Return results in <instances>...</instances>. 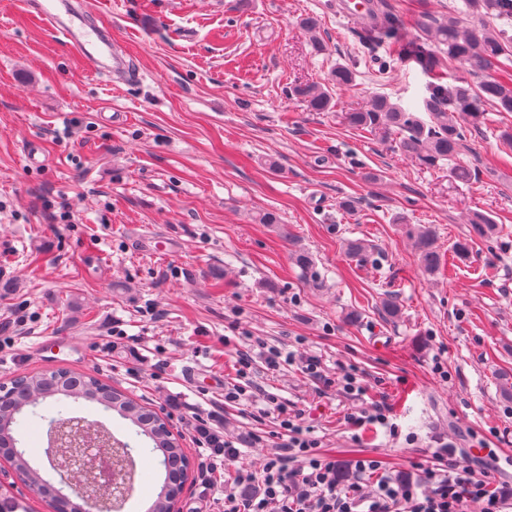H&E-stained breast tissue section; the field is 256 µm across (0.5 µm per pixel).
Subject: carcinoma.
<instances>
[{"label":"carcinoma","instance_id":"obj_1","mask_svg":"<svg viewBox=\"0 0 512 512\" xmlns=\"http://www.w3.org/2000/svg\"><path fill=\"white\" fill-rule=\"evenodd\" d=\"M464 7L477 15L512 17V0H464ZM367 11L369 21L365 30L368 33L376 27H392L399 21V16L385 11L379 0H371ZM415 24L420 32L419 39L399 47L398 56L413 59L427 71L442 68L450 60L464 64L474 72L496 69L499 75L482 82L476 91L466 83L432 85L424 100L428 114L426 121L382 95L374 97L363 111L344 113L343 121L384 139L392 134L400 136L399 146L404 153L421 165L436 168L465 148L466 126L476 127L483 123L485 104L493 105L498 112H512V72L506 67V61L512 57V38L485 24L465 26L455 14L439 17L426 8L419 11ZM290 95L303 99L313 112H326L331 108L330 91L318 85L296 86L290 90ZM469 224V235L452 247L454 256L461 262L469 258L473 240L489 238L495 231L491 218L482 214H473ZM407 233L415 239L425 271L432 273L444 265V255L436 246V236L431 228L411 226ZM57 395H72L105 408L112 407L120 417L137 427V434L151 441L150 452L161 453L163 460L171 464L166 478L172 487H182L186 474L184 465L177 461L185 459L186 453L179 438L164 427V422L149 407L92 375H80L67 369L44 370L1 385L3 437L12 435V420L18 407L38 404ZM11 462L28 485L38 487L42 496L57 501L55 488L42 482L28 468L25 453H19Z\"/></svg>","mask_w":512,"mask_h":512}]
</instances>
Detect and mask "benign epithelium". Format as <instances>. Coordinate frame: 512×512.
<instances>
[{
	"instance_id": "benign-epithelium-1",
	"label": "benign epithelium",
	"mask_w": 512,
	"mask_h": 512,
	"mask_svg": "<svg viewBox=\"0 0 512 512\" xmlns=\"http://www.w3.org/2000/svg\"><path fill=\"white\" fill-rule=\"evenodd\" d=\"M101 439L102 434L88 430L79 417L55 419L48 429L46 455L50 466L61 474L79 471L86 475L88 482L73 487V491L90 512L99 509L103 488L109 489V500L119 512L133 491L134 461L129 451L120 460L101 453Z\"/></svg>"
}]
</instances>
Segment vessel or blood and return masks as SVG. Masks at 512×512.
<instances>
[{"mask_svg":"<svg viewBox=\"0 0 512 512\" xmlns=\"http://www.w3.org/2000/svg\"><path fill=\"white\" fill-rule=\"evenodd\" d=\"M24 7L77 53L89 73L133 78L131 64L116 53L110 31L83 11L80 0H25Z\"/></svg>","mask_w":512,"mask_h":512,"instance_id":"obj_1","label":"vessel or blood"}]
</instances>
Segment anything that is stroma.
Masks as SVG:
<instances>
[{
    "label": "stroma",
    "mask_w": 512,
    "mask_h": 512,
    "mask_svg": "<svg viewBox=\"0 0 512 512\" xmlns=\"http://www.w3.org/2000/svg\"><path fill=\"white\" fill-rule=\"evenodd\" d=\"M130 55L136 80L111 84L22 0H0V382L65 367L93 374L146 404L182 438L190 471L176 512H224L230 476L200 483L201 454L187 413L217 415L240 464L274 457V403L285 404L345 480L360 456L404 479H425L426 449L447 443L475 457L512 494V150L500 138L512 113L487 108L459 158L474 175L451 182L423 169L396 138L348 127L343 113L385 95L416 114L432 83L413 61L379 66L397 43L364 42L363 18L336 0H83ZM319 20L315 52L302 18ZM353 73L332 107L312 112L288 89L329 85ZM72 223L59 219L62 207ZM295 238H282L264 213ZM481 213L496 235L467 262L426 274L407 225L436 231L441 253ZM373 246L368 263L346 242ZM315 259L312 272L296 249ZM396 296L398 317L383 306ZM356 320H347L350 311ZM121 329L114 338L113 329ZM316 357L325 382L281 362L269 371L260 345ZM249 352L253 395L224 400L239 352ZM445 371L437 373L435 362ZM363 375L364 396H346L345 371ZM383 400L399 436L347 424V413ZM105 425L129 442L135 490L123 512H147L165 469L148 438L96 403L49 399L24 410L18 448L55 488L45 455L58 408ZM414 444H407V437Z\"/></svg>",
    "instance_id": "obj_1"
}]
</instances>
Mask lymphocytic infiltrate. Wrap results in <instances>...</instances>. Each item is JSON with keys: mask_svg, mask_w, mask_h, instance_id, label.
Segmentation results:
<instances>
[{"mask_svg": "<svg viewBox=\"0 0 512 512\" xmlns=\"http://www.w3.org/2000/svg\"><path fill=\"white\" fill-rule=\"evenodd\" d=\"M277 417L286 455L272 459L259 474L238 466L240 452L225 440L219 426L199 417L191 422L195 441L204 451L202 476L231 467L236 483L259 487L255 495L226 494L224 512H466L471 500L483 501V512H512V502L499 495L488 472H476L446 445L431 451L425 485L392 477L381 460L370 457L357 459L355 468L376 474L371 491L357 483L341 484L335 459L317 453L316 441L285 407H278Z\"/></svg>", "mask_w": 512, "mask_h": 512, "instance_id": "lymphocytic-infiltrate-1", "label": "lymphocytic infiltrate"}]
</instances>
